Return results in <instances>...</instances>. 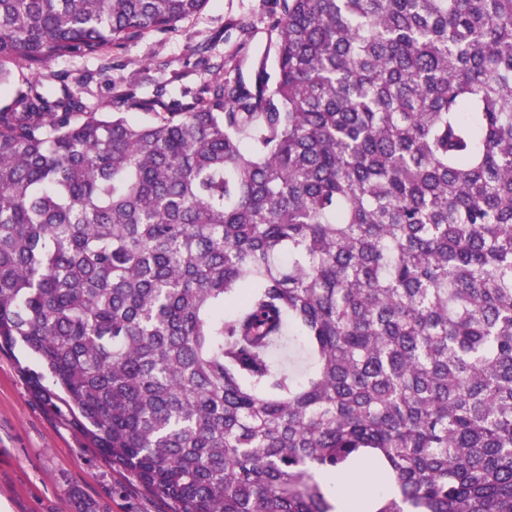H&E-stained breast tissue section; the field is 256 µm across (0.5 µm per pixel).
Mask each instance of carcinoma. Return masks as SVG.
<instances>
[{
	"mask_svg": "<svg viewBox=\"0 0 512 512\" xmlns=\"http://www.w3.org/2000/svg\"><path fill=\"white\" fill-rule=\"evenodd\" d=\"M275 2L248 82L0 107V350L171 512H512V0ZM208 3L0 0V87ZM372 473V468L369 463H365L356 471L341 473L340 476H332L328 478V483L336 487V484L341 485L349 496L352 487H360V485L368 481V476ZM354 497V496H352Z\"/></svg>",
	"mask_w": 512,
	"mask_h": 512,
	"instance_id": "1",
	"label": "carcinoma"
}]
</instances>
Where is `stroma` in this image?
Wrapping results in <instances>:
<instances>
[{"label":"stroma","instance_id":"obj_1","mask_svg":"<svg viewBox=\"0 0 512 512\" xmlns=\"http://www.w3.org/2000/svg\"><path fill=\"white\" fill-rule=\"evenodd\" d=\"M272 7V0H209L169 31L113 50L108 61L65 57L46 70L80 88L99 112L113 111L124 93L184 101L224 58L274 55L266 34ZM242 22L253 28L246 43ZM39 368L23 346L0 350V505L7 512H170L33 394L27 373Z\"/></svg>","mask_w":512,"mask_h":512}]
</instances>
